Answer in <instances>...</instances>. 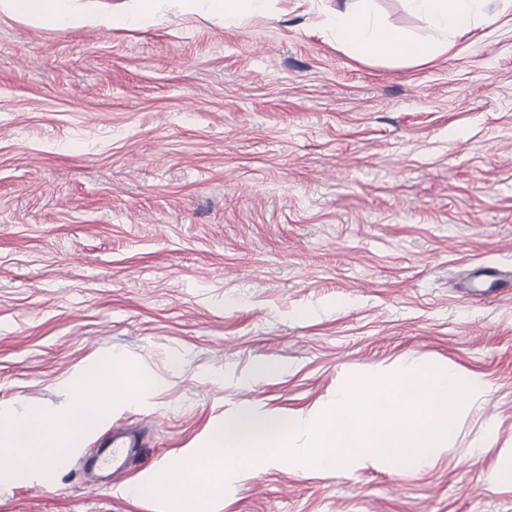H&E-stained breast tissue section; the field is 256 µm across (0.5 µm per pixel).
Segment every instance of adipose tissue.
I'll list each match as a JSON object with an SVG mask.
<instances>
[{
	"instance_id": "1",
	"label": "adipose tissue",
	"mask_w": 512,
	"mask_h": 512,
	"mask_svg": "<svg viewBox=\"0 0 512 512\" xmlns=\"http://www.w3.org/2000/svg\"><path fill=\"white\" fill-rule=\"evenodd\" d=\"M133 13L82 10L75 0H0L10 13L36 21L46 28L104 27L122 29L133 24L154 21L155 0H134ZM434 29L432 37L410 39L382 26L374 0H351L337 13L333 34L337 42L355 56L397 55L424 64L443 50V38L469 26L481 11L484 0H407ZM83 383L70 386L68 401L60 408H46L20 416L0 407V422L9 433L0 436V447L11 449L8 468L14 476H39L46 464L63 465L69 446L82 434L122 408L139 406L145 395L157 385L154 377L135 374L119 358L113 359L109 373L89 367Z\"/></svg>"
}]
</instances>
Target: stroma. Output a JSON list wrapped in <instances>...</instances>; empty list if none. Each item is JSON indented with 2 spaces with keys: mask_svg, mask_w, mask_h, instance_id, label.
<instances>
[{
  "mask_svg": "<svg viewBox=\"0 0 512 512\" xmlns=\"http://www.w3.org/2000/svg\"><path fill=\"white\" fill-rule=\"evenodd\" d=\"M344 0L236 24L51 30L0 9V405L60 407L89 364L157 378L64 469L0 472V512H162L147 485L241 406L320 416L397 365L487 392L447 452L316 473L255 460L197 512H512V7L485 0L435 60L355 57ZM386 28L432 37L407 0ZM500 274V275H501ZM118 427L125 488L85 482ZM138 483V495L127 491ZM145 444L144 436L138 429H119L105 440L99 449V459L112 460V473L100 477L99 485L110 490L116 487L115 476H120L133 466Z\"/></svg>",
  "mask_w": 512,
  "mask_h": 512,
  "instance_id": "obj_1",
  "label": "stroma"
}]
</instances>
